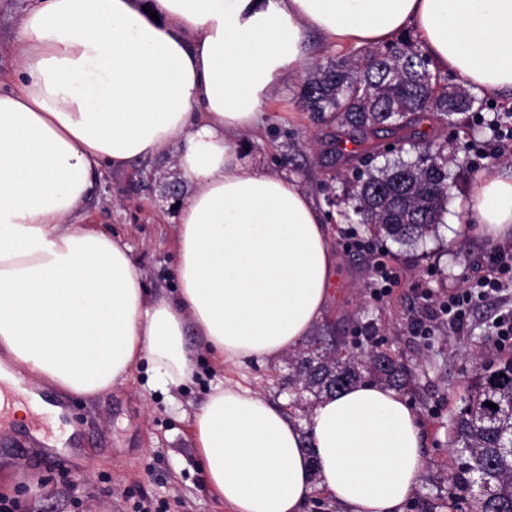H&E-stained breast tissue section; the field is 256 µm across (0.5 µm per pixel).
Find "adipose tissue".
I'll list each match as a JSON object with an SVG mask.
<instances>
[{
    "mask_svg": "<svg viewBox=\"0 0 512 512\" xmlns=\"http://www.w3.org/2000/svg\"><path fill=\"white\" fill-rule=\"evenodd\" d=\"M409 28L437 68L512 93V0H31L0 86V349L33 381L93 394L143 360L158 383H184L194 331L237 373L191 426L230 512H301L317 490L345 512H403L426 457L401 393L362 382L302 424L248 381L321 320L336 258L298 179L242 155L271 95L309 66L307 31L333 49ZM165 154L191 194L177 292L151 301L84 203L103 171ZM464 209L512 235V172L478 177Z\"/></svg>",
    "mask_w": 512,
    "mask_h": 512,
    "instance_id": "adipose-tissue-1",
    "label": "adipose tissue"
}]
</instances>
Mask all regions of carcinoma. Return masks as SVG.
Wrapping results in <instances>:
<instances>
[{"label": "carcinoma", "instance_id": "obj_1", "mask_svg": "<svg viewBox=\"0 0 512 512\" xmlns=\"http://www.w3.org/2000/svg\"><path fill=\"white\" fill-rule=\"evenodd\" d=\"M300 84L303 107L333 113L339 132L358 147L363 169L350 186L353 214L367 231L400 244H416L436 234L455 188L448 171L453 158L417 127L436 119L451 125L473 111L475 98L463 88L448 89L447 76L432 67L421 45L400 36L384 46L353 50L338 60L315 66ZM395 138L398 151L415 153L378 167L376 140ZM317 336L289 361L288 381L315 399L331 396L375 376L399 390L407 386L402 364L377 344L361 343L336 353ZM491 402L494 410L485 405ZM512 439V357L480 364L469 382L453 426L455 490L468 492L480 483L488 494L476 500L482 512H512V453L502 447Z\"/></svg>", "mask_w": 512, "mask_h": 512}]
</instances>
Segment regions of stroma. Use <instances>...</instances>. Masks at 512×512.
<instances>
[{
    "instance_id": "stroma-1",
    "label": "stroma",
    "mask_w": 512,
    "mask_h": 512,
    "mask_svg": "<svg viewBox=\"0 0 512 512\" xmlns=\"http://www.w3.org/2000/svg\"><path fill=\"white\" fill-rule=\"evenodd\" d=\"M29 4L0 0L1 75L16 69L12 42ZM299 84L292 79L274 93L264 134L249 141L243 160L299 178L316 207L331 219L339 286L314 334L330 336L339 347L358 336L378 337L384 349L401 355L411 372L405 396L426 435L427 464L404 512H471L472 497L450 494L451 420L462 405L464 382L476 369L472 350H481L487 360L501 355L491 324L503 305H474L467 327L458 333L437 317L434 302L483 276L487 253L512 244V239L482 233L461 205L478 176L512 165V99L478 90L476 111L466 124L447 129L433 121L423 124L426 136L446 132L445 151L456 157L450 168L456 186L433 237L411 246L384 240L385 260L399 280L388 296L377 300L369 288L373 256L345 246L349 238L362 236L363 227L343 217L344 184L324 187L328 167L350 175L356 159L334 153V126L303 110ZM175 182L182 194H190L171 157L161 156L121 172H104L86 202L100 229L129 247L152 298L177 286V212L166 196ZM186 340L195 373L178 387L152 381L143 363L126 382L103 393L45 390V397L62 404V414L32 411L22 424L15 419L14 405L23 401V394L0 388V429H16L21 442L17 449L0 447V499L19 512H137L146 501L163 512H226L205 486L191 423L211 387L228 372L212 361L200 337L190 333ZM289 373L284 360L248 370L256 391L301 419L305 413L294 402Z\"/></svg>"
}]
</instances>
